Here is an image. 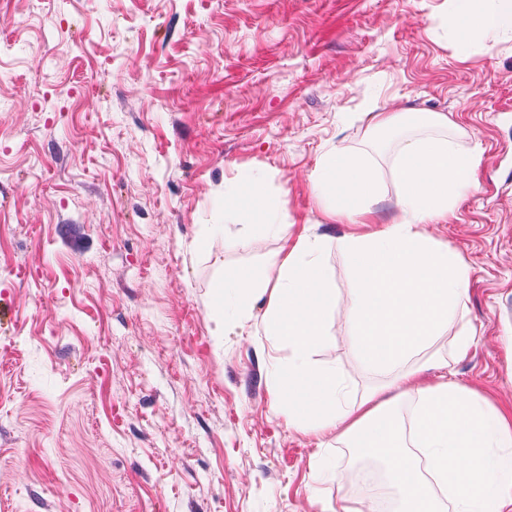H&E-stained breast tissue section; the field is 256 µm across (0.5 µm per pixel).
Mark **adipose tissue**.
Wrapping results in <instances>:
<instances>
[{
	"instance_id": "1",
	"label": "adipose tissue",
	"mask_w": 512,
	"mask_h": 512,
	"mask_svg": "<svg viewBox=\"0 0 512 512\" xmlns=\"http://www.w3.org/2000/svg\"><path fill=\"white\" fill-rule=\"evenodd\" d=\"M453 2L461 39L512 36V0ZM449 127L447 115L437 112L373 114V131L400 135L393 157L399 213L380 230L341 241L352 264L346 316L356 353L363 365L386 374V383L349 405L335 369L313 359L336 306L321 239L298 237L259 269L225 273L213 334H224L226 307L242 313L250 301L266 298L264 330L291 350L287 363L272 371L288 397V425L316 437L338 433L364 458L382 449L396 512H512V469L490 467L492 455L512 456V410L491 406L448 378L423 381V358L442 336L450 338V355L436 359L440 369L466 359L476 338L472 331L448 333L468 309L470 272L427 230L446 223L458 197L476 187L481 154L460 150ZM314 192L335 222L365 224L379 198L378 172L364 156L339 149L325 158ZM234 204L240 223H262L287 237V203L269 202L261 178L246 176ZM403 398L416 402L407 428L395 414Z\"/></svg>"
}]
</instances>
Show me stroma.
<instances>
[{
    "label": "stroma",
    "instance_id": "obj_1",
    "mask_svg": "<svg viewBox=\"0 0 512 512\" xmlns=\"http://www.w3.org/2000/svg\"><path fill=\"white\" fill-rule=\"evenodd\" d=\"M449 0H0V512H336L335 435L276 411L266 300L226 310L225 271L281 248L238 223L243 174L287 199L288 236L328 239L319 363L357 360L338 242L390 223L394 135L370 107L447 114L478 187L432 226L470 269L477 340L442 376L512 408V38L460 43ZM367 153L368 224L327 223L322 160Z\"/></svg>",
    "mask_w": 512,
    "mask_h": 512
}]
</instances>
